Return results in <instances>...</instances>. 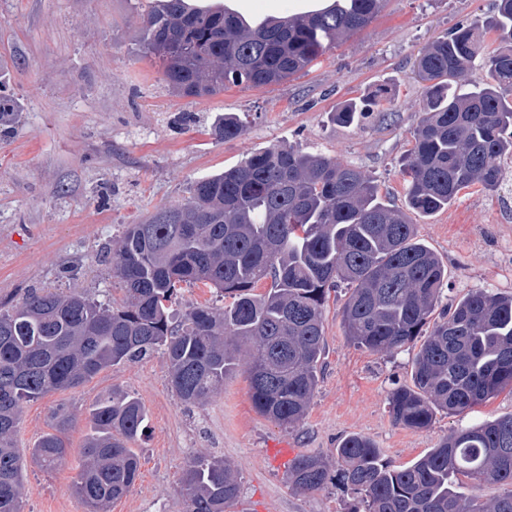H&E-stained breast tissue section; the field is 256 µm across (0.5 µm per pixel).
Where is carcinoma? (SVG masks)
<instances>
[{"instance_id":"obj_1","label":"carcinoma","mask_w":512,"mask_h":512,"mask_svg":"<svg viewBox=\"0 0 512 512\" xmlns=\"http://www.w3.org/2000/svg\"><path fill=\"white\" fill-rule=\"evenodd\" d=\"M384 0H334L301 16L249 23L222 7L155 0L144 17V50L179 96L204 98L234 87L279 84L308 70L345 36L361 31ZM500 40L489 53V35ZM482 83L466 82L475 68ZM415 71L424 82L422 116L402 163L406 206L389 203L360 169L292 145L259 150L196 181L190 197L127 226L109 249L123 297L102 303L78 291H31L0 312V512H21L25 463L15 448L23 404L75 388L95 374L160 351L168 383L187 406L206 405L243 369L264 417L294 425L306 415L325 351L323 310L346 287L345 335L379 355L419 346L412 384L390 400L395 424L430 426L438 410L457 413L512 389V296L475 290L438 309L448 270L422 243L406 210L430 216L475 184L497 192L512 157V0L428 44ZM382 86L349 99L336 120L352 124L391 102ZM15 112L0 86V135ZM243 124L226 114L211 129L233 140ZM261 282L263 293H254ZM202 283L224 304L169 310L182 285ZM74 413L32 449L44 469L63 463ZM147 411L114 392L88 411L89 433L75 495L89 512H108L139 475L131 447ZM507 491L482 499L465 481ZM297 493L340 481L364 512H512V413L453 431L412 465L395 469L374 443L346 437L329 455L299 456L287 473ZM186 512H227L241 480L222 457L196 456L181 469Z\"/></svg>"}]
</instances>
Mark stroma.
<instances>
[{"mask_svg": "<svg viewBox=\"0 0 512 512\" xmlns=\"http://www.w3.org/2000/svg\"><path fill=\"white\" fill-rule=\"evenodd\" d=\"M151 3L0 0V85L11 89L16 109L10 134L0 138V311L41 289L120 299L105 247L156 208L182 202L195 181L275 144L358 167L404 206L400 165L424 97L416 58L459 22L496 10V0H385L364 30L336 43L307 72L198 99L177 96L156 59L143 52L142 22ZM381 85L395 94L385 112L352 125L335 121L338 103ZM229 112L245 129L226 141L211 128ZM504 178L499 192L475 185L447 209L411 217L418 239L448 268L442 304L475 289L512 295V158L504 162ZM342 303L331 297L324 311L318 385L306 416L290 428L256 411L240 370L205 406H185L159 353L25 403L15 434L22 457L51 432L57 409L78 421L66 433V462L49 470L27 465L23 512H87L73 492L86 411L115 389L138 398L149 421L136 443L141 475L112 512H185L179 470L198 454L236 466L242 496L232 512H351L358 499L343 484L293 492L286 465L269 461L272 443H288L299 455H326L359 434L391 466L403 468L451 431L512 413L506 390L461 413L437 412L422 431L395 425L390 394L410 384L416 350L378 355L355 346L344 334Z\"/></svg>", "mask_w": 512, "mask_h": 512, "instance_id": "stroma-1", "label": "stroma"}]
</instances>
